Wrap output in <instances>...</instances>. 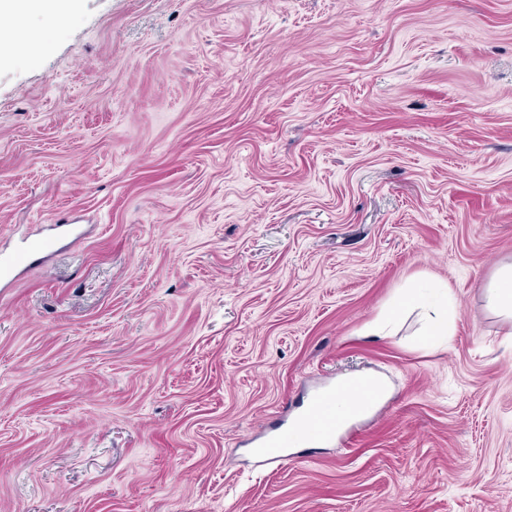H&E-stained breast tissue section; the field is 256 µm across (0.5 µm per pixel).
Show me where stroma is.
I'll list each match as a JSON object with an SVG mask.
<instances>
[{
	"label": "stroma",
	"instance_id": "obj_1",
	"mask_svg": "<svg viewBox=\"0 0 512 512\" xmlns=\"http://www.w3.org/2000/svg\"><path fill=\"white\" fill-rule=\"evenodd\" d=\"M0 55V512H512V0H80ZM448 291V333L410 292ZM386 326L378 334L368 328ZM351 375L349 444L260 470ZM488 301L493 307L512 315V263L502 266L492 278Z\"/></svg>",
	"mask_w": 512,
	"mask_h": 512
}]
</instances>
